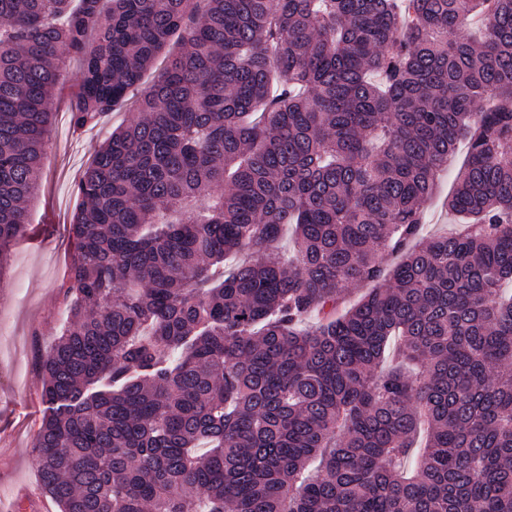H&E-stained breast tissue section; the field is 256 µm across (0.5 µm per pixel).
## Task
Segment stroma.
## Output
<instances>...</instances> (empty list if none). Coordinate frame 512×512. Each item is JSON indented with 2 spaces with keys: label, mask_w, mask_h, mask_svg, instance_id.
Masks as SVG:
<instances>
[{
  "label": "stroma",
  "mask_w": 512,
  "mask_h": 512,
  "mask_svg": "<svg viewBox=\"0 0 512 512\" xmlns=\"http://www.w3.org/2000/svg\"><path fill=\"white\" fill-rule=\"evenodd\" d=\"M76 80L69 75L55 92L40 187L28 205L29 224L0 274V512H58L41 488L33 458L47 412L38 361L65 318L61 283L72 252L69 224L75 187L104 137L96 127L77 134L70 130L68 112ZM466 161L467 146L462 143L438 175L423 234L451 224L446 203Z\"/></svg>",
  "instance_id": "stroma-1"
}]
</instances>
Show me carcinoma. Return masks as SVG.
I'll return each instance as SVG.
<instances>
[{
	"label": "carcinoma",
	"mask_w": 512,
	"mask_h": 512,
	"mask_svg": "<svg viewBox=\"0 0 512 512\" xmlns=\"http://www.w3.org/2000/svg\"><path fill=\"white\" fill-rule=\"evenodd\" d=\"M67 59L59 512H512V0H0V274ZM467 145L461 142L454 155L448 161V169H443L437 179V185L433 198L427 204L426 221L422 227V233L430 234L443 231L450 227L454 221L448 215L446 203L450 194L457 173L463 168L467 161Z\"/></svg>",
	"instance_id": "1"
}]
</instances>
